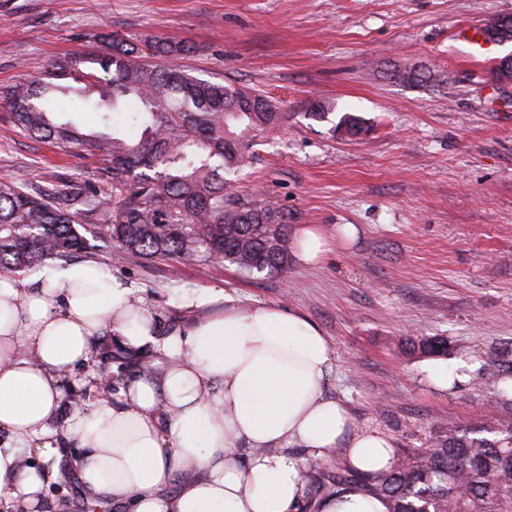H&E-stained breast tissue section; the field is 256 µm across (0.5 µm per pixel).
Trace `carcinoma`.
<instances>
[{"label":"carcinoma","mask_w":512,"mask_h":512,"mask_svg":"<svg viewBox=\"0 0 512 512\" xmlns=\"http://www.w3.org/2000/svg\"><path fill=\"white\" fill-rule=\"evenodd\" d=\"M183 45L101 34L6 91L14 128L64 153L97 157L112 195L39 189L0 178V276L91 250L224 261L248 277L288 270V217L267 200L234 196L232 176L253 138L279 126L275 101L222 82L196 79L171 59ZM89 63L111 75L100 84ZM346 136L365 131L344 115ZM99 212L101 223L83 224ZM365 486L389 512H512V424L444 431L430 447L397 458L368 478L353 468L322 478L316 491Z\"/></svg>","instance_id":"1"}]
</instances>
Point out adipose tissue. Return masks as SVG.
<instances>
[{"label":"adipose tissue","mask_w":512,"mask_h":512,"mask_svg":"<svg viewBox=\"0 0 512 512\" xmlns=\"http://www.w3.org/2000/svg\"><path fill=\"white\" fill-rule=\"evenodd\" d=\"M291 247L306 266L332 249L313 224ZM217 301L223 311L172 327L94 260L0 278V499L37 512L52 478L39 461L69 440L87 497L123 512H304L308 460L340 449L362 475L389 468L391 439L356 429L348 403L328 393L337 353L314 322L213 288L180 305ZM103 342L133 358L113 365L105 398L92 362ZM67 380L93 399L66 402ZM317 507L388 512L362 487Z\"/></svg>","instance_id":"ef3b65f1"}]
</instances>
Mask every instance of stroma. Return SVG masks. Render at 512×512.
Instances as JSON below:
<instances>
[{
  "instance_id": "stroma-1",
  "label": "stroma",
  "mask_w": 512,
  "mask_h": 512,
  "mask_svg": "<svg viewBox=\"0 0 512 512\" xmlns=\"http://www.w3.org/2000/svg\"><path fill=\"white\" fill-rule=\"evenodd\" d=\"M504 15L512 0H0V93L112 31L186 45L188 74L276 101L281 125L250 147L233 191L276 203L289 230L320 225L332 242L320 264L254 280L226 263L93 258L167 323L173 299L202 288L301 310L338 354L331 394L400 454L448 428L512 422V369L491 360L512 356V85L492 76L512 44L484 54L455 39ZM322 100L334 111L310 119ZM347 113L365 134L335 133ZM1 177L111 193L95 159L13 130L0 103ZM342 224L357 226L355 241L339 238ZM434 336L449 360L479 362L470 383L434 387L437 358L413 349ZM45 497L115 512L85 501L76 478Z\"/></svg>"
}]
</instances>
